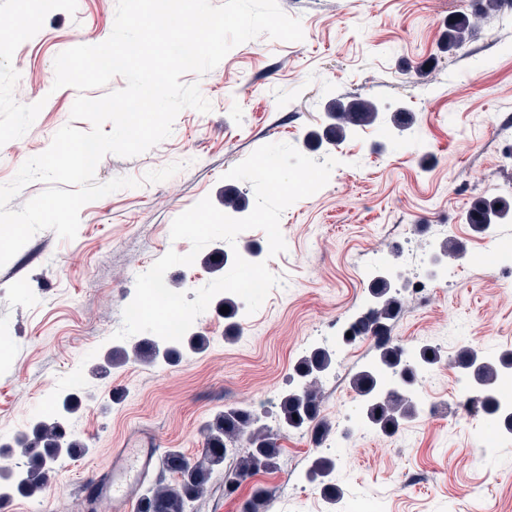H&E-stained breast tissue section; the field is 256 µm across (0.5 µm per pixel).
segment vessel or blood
I'll use <instances>...</instances> for the list:
<instances>
[{
    "label": "vessel or blood",
    "instance_id": "obj_1",
    "mask_svg": "<svg viewBox=\"0 0 512 512\" xmlns=\"http://www.w3.org/2000/svg\"><path fill=\"white\" fill-rule=\"evenodd\" d=\"M163 453L160 441L144 436L137 447L113 449L107 471L91 473L87 483L95 496L110 498L116 512H132L138 490Z\"/></svg>",
    "mask_w": 512,
    "mask_h": 512
}]
</instances>
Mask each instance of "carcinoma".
Masks as SVG:
<instances>
[{
  "mask_svg": "<svg viewBox=\"0 0 512 512\" xmlns=\"http://www.w3.org/2000/svg\"><path fill=\"white\" fill-rule=\"evenodd\" d=\"M471 21L464 16L448 28V50L461 47L469 37ZM333 120L324 131L329 141L341 142L355 127L371 126L380 119L377 105L367 99L344 102L340 99L328 105ZM512 218V198L502 196L477 197L467 214L468 223L481 233L491 225ZM463 255V246L447 238L439 244L435 262ZM372 304L369 315L359 320L354 333L346 339L353 344L373 339L378 351L374 365L358 371L350 378V387L360 402L363 421L386 437L397 434L407 422L417 417L421 404L416 398L425 371L443 363L440 347L424 344L410 351L394 342L390 336L389 322L403 306L401 287L388 273L373 278L368 286ZM160 354L159 347L144 341L132 350H112L107 364L117 365L133 358L150 363ZM334 361V354L326 348H315L303 356L295 366L291 387L279 398L276 421L279 429L308 430L316 444H321L330 434L332 426L320 418L321 396L318 382ZM471 389L479 393V409L502 430L512 431V411L503 409L496 397L501 378L512 372V351H504L496 358H487L471 346H461L451 358ZM204 448L195 458L171 450L162 460V472L171 475L168 482L161 477L150 484L140 496L138 512H188L203 497L213 474L225 472L226 490H234L241 482L261 469L277 465L278 448L270 429L259 424L256 415L244 408H229L216 415L202 428ZM242 448L229 470H224L229 447ZM19 454L27 459L24 476L15 484L22 496L41 493L47 485V476L53 464L62 456L74 457L83 450L82 442L75 436H66L59 422V414L52 413L38 421L29 434L17 438ZM336 469L334 458L317 455L307 471L308 480L321 484L323 494L329 499L340 497L341 491L331 483ZM271 495L261 486L253 489L244 503L242 512H268Z\"/></svg>",
  "mask_w": 512,
  "mask_h": 512,
  "instance_id": "obj_1",
  "label": "carcinoma"
}]
</instances>
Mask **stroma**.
<instances>
[{
    "mask_svg": "<svg viewBox=\"0 0 512 512\" xmlns=\"http://www.w3.org/2000/svg\"><path fill=\"white\" fill-rule=\"evenodd\" d=\"M300 18L304 38L283 42L262 35L234 47L205 75L189 72L212 109H183L171 135L134 157L106 155L95 178L139 179L86 203L74 239L37 232L0 267V460L23 461L14 438L46 416L67 394L82 406L63 416L82 455L57 462L54 490L39 503L12 495L0 512H110L111 501L86 497L89 471L106 468L113 449L137 431L163 447L193 457L203 447L201 427L228 407L253 411L274 428L277 467L226 495L214 475L192 512H242L254 486L272 495L270 512H512V437L499 436L482 414L460 408L456 371L428 374L436 412L422 410L394 436L365 426L350 390L352 374L374 363L373 340L347 345L321 377L322 415L331 424L332 474L342 495L323 497L305 473L317 449L305 431L276 430L275 404L288 390L297 361L319 336L363 305L378 273L410 268L413 253L435 251L452 237L463 259L446 261L448 280L429 299H406L391 324L393 340L412 349L441 346L451 355L464 344L493 358L512 350V277L494 271L488 257L512 241V220L484 233L466 221L479 196L512 197V0L480 12V0H278ZM116 0H78L75 14L50 12L41 30L13 57L19 103L43 108L20 138L0 146V184L43 153L71 121L75 88L46 81L56 56L111 34ZM468 16L472 33L460 48L444 49L448 24ZM374 101L380 112L411 113L412 126L356 129L337 144L317 145L309 131L327 123L334 99ZM285 142L304 155L338 159L326 186L287 208L280 228L286 251L270 255L265 232H241L234 243L206 246L189 266L168 270L173 291L195 300L196 289L225 275L214 257L251 247L281 280L260 309L238 308L239 337L224 338L222 297L193 323L209 336L205 351L179 362L135 360L95 375L115 345L132 348L150 332L114 343L123 309L135 294V275L168 250L187 254L188 240H171L175 217L203 198L224 205L225 174L268 143ZM182 168L159 183L146 172L171 163Z\"/></svg>",
    "mask_w": 512,
    "mask_h": 512,
    "instance_id": "35a3bbf8",
    "label": "stroma"
}]
</instances>
